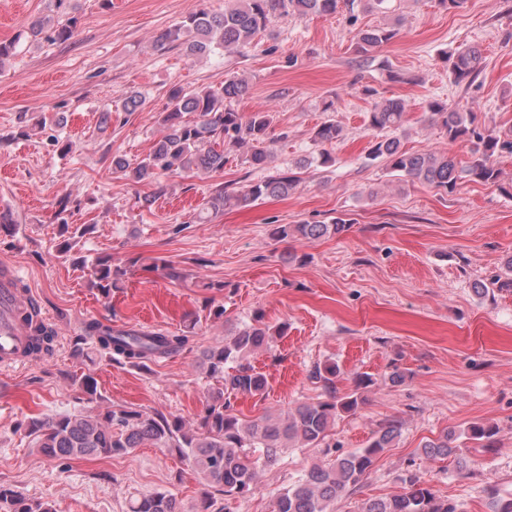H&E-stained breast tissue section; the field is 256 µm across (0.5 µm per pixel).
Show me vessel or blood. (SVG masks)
<instances>
[{"label": "vessel or blood", "instance_id": "b4317fda", "mask_svg": "<svg viewBox=\"0 0 512 512\" xmlns=\"http://www.w3.org/2000/svg\"><path fill=\"white\" fill-rule=\"evenodd\" d=\"M20 275L9 264H0V366L12 367L25 362L30 329L17 315L28 303L30 294L18 288Z\"/></svg>", "mask_w": 512, "mask_h": 512}]
</instances>
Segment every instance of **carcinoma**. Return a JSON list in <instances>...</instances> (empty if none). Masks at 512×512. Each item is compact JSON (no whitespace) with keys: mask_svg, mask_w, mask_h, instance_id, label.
<instances>
[{"mask_svg":"<svg viewBox=\"0 0 512 512\" xmlns=\"http://www.w3.org/2000/svg\"><path fill=\"white\" fill-rule=\"evenodd\" d=\"M338 0H225L224 12H195L180 24L159 36L160 44L179 46L189 55L215 51L238 53L264 32L277 15H332ZM401 20L363 29L356 34V51L363 59L390 43L400 33ZM29 33L36 38L63 40L72 34L68 24H55L46 15L31 22ZM456 83L475 78L482 56L473 48L445 54ZM247 80L230 76L217 85L187 90L173 86L167 96L165 110L160 114L164 134L150 152L137 162L122 155L112 156V172L120 173L135 183H157L164 175L180 172L203 174L224 171L227 154L242 151L256 168H266L274 158L269 138L273 117L268 112H252L243 118L232 109V102L249 93ZM427 109L430 119L443 130L448 143L471 144L473 160L458 165L447 153L428 151L409 153L401 145L397 131L405 117V103L398 98L382 99L368 115L370 129L377 132L368 151V160L383 162L389 173L408 177L437 189L451 192L457 182L469 178L484 184H496L501 171L495 157L512 154V138L502 139L483 134L473 126L474 117L467 106L450 107L432 101ZM342 137L336 120L327 119L315 130L313 140L324 146L317 156L304 159L295 167L278 168L250 183L243 190L228 192L219 188L210 195L198 221L205 224L209 217L234 204L247 206L267 197H286L300 182L299 170L313 165L325 167L333 162L325 146ZM82 202L65 194L57 201L56 219L59 234L67 236L61 251L72 249V241L86 235L87 224H75L71 218L81 210ZM347 220L338 217L330 224H284L276 228L283 238L318 239L329 233L345 231ZM88 269L90 286L104 296L123 283L128 269L112 263V256L100 255L91 262L73 260ZM287 324L271 327L258 313L252 322L237 328L224 341L203 353L208 376L215 381L198 426L192 428L181 419L159 412H147L112 404L98 406L102 400L95 379L86 375L79 387L90 406L55 416L32 417L25 428L30 444L42 455L57 460H77L89 457L125 455L136 448L150 445L176 454L190 465L206 483L220 492L224 499H245L258 487V458L262 451L267 463L275 460L279 450L295 444L314 448L325 440L336 418L356 411L363 398L359 389L369 385L365 378L358 388L340 396L336 390L337 366L317 367L313 377L325 390V399L297 406L285 416H265L243 420L233 412L232 399L239 395L264 394L266 377L248 363V358L284 334ZM55 331L39 324L32 328L28 353L37 360L53 355ZM92 342L112 353V359L134 367L169 357L188 342L185 334L144 332L134 329L114 330L97 320L84 322L77 342ZM400 423L393 421L378 430L368 444L337 457L328 465L316 464L302 477L277 496L275 512H329L336 500L346 497L369 474L375 459L390 447L398 436ZM470 439L491 448L496 435L492 425L474 423L468 428ZM457 440L452 431L445 432L423 446L424 455L443 459L456 453ZM406 491L386 499L367 501L362 512H456L455 505L438 500L428 481L418 472L405 478ZM0 512H53L49 503L26 497L19 491L0 486ZM128 512H184L181 500L169 490L154 491L130 500Z\"/></svg>","mask_w":512,"mask_h":512,"instance_id":"obj_1","label":"carcinoma"}]
</instances>
